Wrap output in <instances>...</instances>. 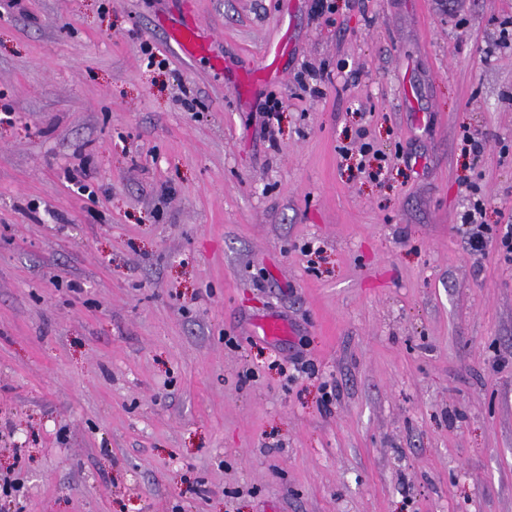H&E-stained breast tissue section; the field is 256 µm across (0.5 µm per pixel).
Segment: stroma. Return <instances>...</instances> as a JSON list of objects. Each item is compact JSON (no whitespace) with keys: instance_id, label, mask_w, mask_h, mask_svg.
<instances>
[{"instance_id":"obj_1","label":"stroma","mask_w":512,"mask_h":512,"mask_svg":"<svg viewBox=\"0 0 512 512\" xmlns=\"http://www.w3.org/2000/svg\"><path fill=\"white\" fill-rule=\"evenodd\" d=\"M327 3L0 0L11 512H512V0ZM172 38L178 48L187 56H194L204 50V44L194 27L182 25L172 32ZM484 204L476 203L468 210L460 224L472 251H483L492 246L508 264H512V220L507 224H475L476 214L482 215ZM510 223V224H509Z\"/></svg>"}]
</instances>
